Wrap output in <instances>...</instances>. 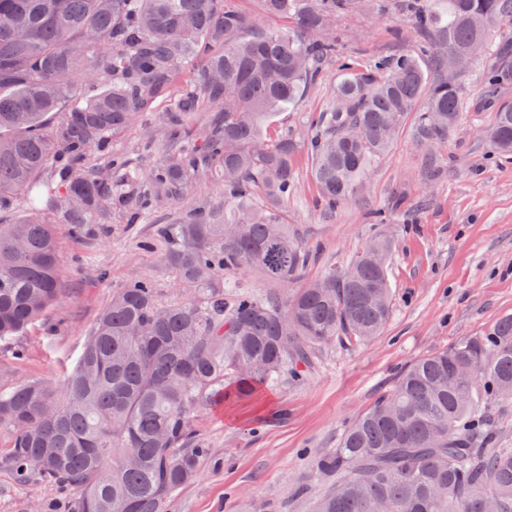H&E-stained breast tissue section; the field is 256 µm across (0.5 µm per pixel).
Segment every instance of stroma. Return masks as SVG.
Listing matches in <instances>:
<instances>
[{"label":"stroma","instance_id":"obj_1","mask_svg":"<svg viewBox=\"0 0 512 512\" xmlns=\"http://www.w3.org/2000/svg\"><path fill=\"white\" fill-rule=\"evenodd\" d=\"M336 40L338 58L363 68L419 42L398 0H353L336 20ZM336 74L328 64L303 102L280 113L275 131L306 134L312 118L332 106ZM493 121L489 110L464 108L447 147L429 151L416 144L415 118L407 116L389 152L333 212L316 206L311 160L298 153L297 193L285 214L314 257L306 278L346 264L382 230L393 239L390 319L372 341L321 348L305 373L264 385L250 403L196 412L210 457L200 478L171 497L170 512H312L334 483L317 472V457L336 447L402 368L512 314V155H499L487 139ZM163 126L162 113H146L114 147L141 167L154 165L163 156ZM183 208L159 204L145 224L107 212L89 240L56 225L64 298L0 344V373L12 383L61 381L113 291L133 278H149L163 298H176L157 228ZM9 441L1 427L0 512H67L78 490L18 483L7 463Z\"/></svg>","mask_w":512,"mask_h":512}]
</instances>
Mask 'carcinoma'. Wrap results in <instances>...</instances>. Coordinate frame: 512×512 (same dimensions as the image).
Here are the masks:
<instances>
[{
	"mask_svg": "<svg viewBox=\"0 0 512 512\" xmlns=\"http://www.w3.org/2000/svg\"><path fill=\"white\" fill-rule=\"evenodd\" d=\"M350 0H259L257 27L225 0H0V342L22 332L64 294L54 225L95 235L110 201L135 224L160 202L194 193L200 175L224 187V211L190 207L158 229L182 300L164 301L150 280L112 293L75 368L59 386L44 379L0 384V427L10 431L15 479L78 489L69 512H167L172 495L197 479L208 449L193 425L205 401L235 403L264 384L297 375L315 349L371 341L390 316L382 235L347 265L304 280L306 250L281 207L295 195L293 165L311 154L319 198L343 205L369 161L386 154L420 99L415 140L448 142L462 109V74L447 60L477 41L489 66L476 79L491 103L512 79V0H404L424 37L420 52L382 57L371 68L345 60L337 104L310 134L267 135L274 113L299 104L336 59L333 24ZM205 59L190 84L180 74ZM213 113L203 132L187 119ZM146 112L165 113L175 145L142 171L109 152L105 177L91 159L108 138ZM488 138L512 152V104L501 103ZM249 269L280 299L229 294L218 276ZM236 383L224 388V377ZM512 398V315L405 367L392 386L320 455L337 478L314 512H482L491 498L512 512V448H493L490 404Z\"/></svg>",
	"mask_w": 512,
	"mask_h": 512,
	"instance_id": "obj_1",
	"label": "carcinoma"
}]
</instances>
